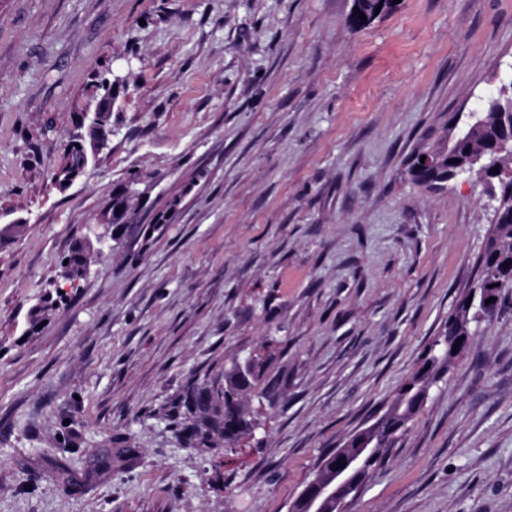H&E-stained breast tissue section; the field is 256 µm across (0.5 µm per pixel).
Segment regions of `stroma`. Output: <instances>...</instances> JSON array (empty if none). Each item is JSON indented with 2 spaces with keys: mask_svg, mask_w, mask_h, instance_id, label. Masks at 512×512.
Segmentation results:
<instances>
[{
  "mask_svg": "<svg viewBox=\"0 0 512 512\" xmlns=\"http://www.w3.org/2000/svg\"><path fill=\"white\" fill-rule=\"evenodd\" d=\"M351 9L0 0V227L22 226L0 242V512H289L417 367L492 211L480 176L433 191L407 161L512 81V0H398L364 29ZM103 78L110 147L59 190ZM135 171V223L30 332ZM251 358L276 383L254 438L185 445L166 402ZM347 512H512V305ZM92 249L94 247L89 238L77 239L61 261V276L71 281L83 280L88 274L87 257ZM64 261H67L66 265H63Z\"/></svg>",
  "mask_w": 512,
  "mask_h": 512,
  "instance_id": "obj_1",
  "label": "stroma"
}]
</instances>
